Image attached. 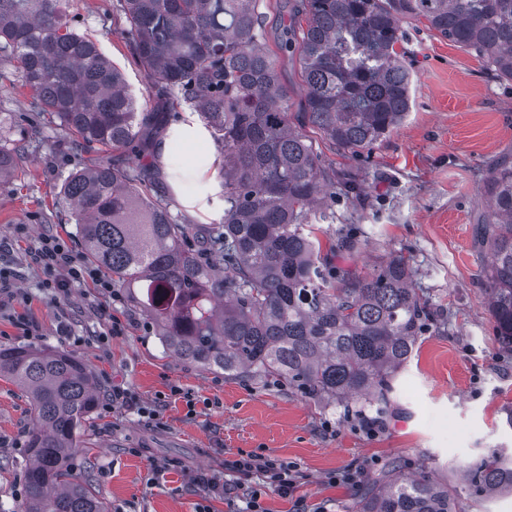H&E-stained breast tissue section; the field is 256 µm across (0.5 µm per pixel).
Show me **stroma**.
I'll list each match as a JSON object with an SVG mask.
<instances>
[{
  "instance_id": "35a3bbf8",
  "label": "stroma",
  "mask_w": 512,
  "mask_h": 512,
  "mask_svg": "<svg viewBox=\"0 0 512 512\" xmlns=\"http://www.w3.org/2000/svg\"><path fill=\"white\" fill-rule=\"evenodd\" d=\"M116 0H68L79 30L123 71L136 97L146 80L114 22ZM404 61L412 79L406 118L366 156L315 144L333 169L356 174L360 197L337 195L334 220L314 226L329 265L362 274L400 255L429 312V327L410 365L395 382L388 410L368 431L342 407L318 408L276 381L230 380L163 353L149 317L132 302L111 305L87 285L44 293L53 274L30 251L40 234L75 238L73 220L56 202L62 180L88 160L62 128L38 124L28 89L11 80L0 60V128L24 148L9 190L0 189V265L11 267L27 301L0 303V347L49 346L84 361L102 392L126 389L131 408H97L87 424L73 474L90 478L108 512H228L223 498L195 492L189 478L218 468L238 451L297 466L294 497L253 477L264 512H348L372 480L392 467L428 472L447 482L466 512H512V495L476 499L453 479V467L476 463L495 448L512 449V352L495 339L483 293L489 258L474 242L485 212V181L497 159L512 156V80H502L467 50L425 21L403 24ZM166 153L154 190L173 214L207 228L224 221L218 157L208 131L160 135ZM358 239L338 250L343 236ZM127 319L123 335L107 336L106 312ZM27 316L34 335L14 324ZM70 327L59 335L60 323ZM156 410L143 417L141 408ZM32 421L23 393L0 379V512H20L24 500L25 433ZM176 468L156 474L154 464ZM355 483L337 481L345 471Z\"/></svg>"
}]
</instances>
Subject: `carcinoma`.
I'll use <instances>...</instances> for the list:
<instances>
[{
	"label": "carcinoma",
	"instance_id": "cac0c4a2",
	"mask_svg": "<svg viewBox=\"0 0 512 512\" xmlns=\"http://www.w3.org/2000/svg\"><path fill=\"white\" fill-rule=\"evenodd\" d=\"M267 0H117L121 38L152 99L200 115L216 145L224 223L194 228L153 196V135L164 113L139 103L120 70L76 29L65 0H0V59L19 71L38 108L92 163L61 185L89 260L128 291L164 350L227 377L275 379L315 403L384 413L428 317L401 256L360 275L332 268L309 224L334 188L355 178L326 165L311 128L343 151L372 148L410 111L402 23L425 20L512 80V0H295L279 49L298 54L305 112H289L267 45ZM21 146L0 133V188ZM131 156L145 161L127 166ZM474 238L490 252L488 308L512 349V161L489 172ZM0 378L30 399L24 512H107L70 461L99 403L89 367L51 348H0ZM455 479L471 495L512 494V456L497 449ZM354 512H463L448 484L421 472L372 481Z\"/></svg>",
	"mask_w": 512,
	"mask_h": 512
}]
</instances>
